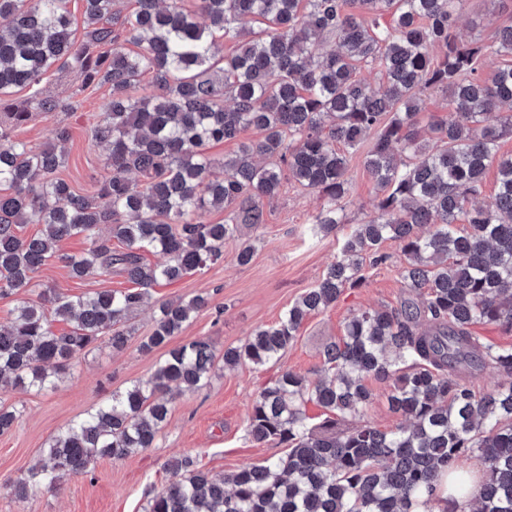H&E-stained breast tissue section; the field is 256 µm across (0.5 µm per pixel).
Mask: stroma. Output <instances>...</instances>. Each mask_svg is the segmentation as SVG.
<instances>
[{
  "instance_id": "1",
  "label": "stroma",
  "mask_w": 512,
  "mask_h": 512,
  "mask_svg": "<svg viewBox=\"0 0 512 512\" xmlns=\"http://www.w3.org/2000/svg\"><path fill=\"white\" fill-rule=\"evenodd\" d=\"M511 22L512 0L496 6L487 0H469L456 29L464 40L487 39L496 27ZM42 86L61 99L78 96L81 107L74 112L36 116L16 128L13 136L38 147L52 140L56 128H67L68 163L60 175L77 193L96 194L105 174L106 150L92 140L91 128L101 119L110 91L81 88L77 82L61 80L53 70L44 75ZM347 179L335 232L324 234L313 224L322 204L318 194L284 184L278 197L266 204L264 224L251 230L247 240L225 242L223 260L173 284L151 288L149 305L128 321L132 334L123 351H112L108 340L102 339L72 362L54 390L0 389V404L19 411L13 429L0 435V512H145L148 501L170 478L165 470L170 459L188 457L198 468L220 475L282 455V447L271 442L259 444L248 436L246 419L253 399L285 371L316 379L324 344L342 336L344 323L354 311L399 306L407 290L401 278L404 256L397 241L383 243L386 260L366 266L362 287L345 290L335 304L304 321L296 341L278 362L228 368L223 361H216L205 386L173 401L154 447L119 460H100L93 473L66 478L56 492L38 490L23 501L9 492L10 485L39 462L43 448L54 436L112 392L125 390L152 374L164 351L144 352L140 343L152 330L160 302L198 295L208 300L175 336L178 344L208 338L220 349L237 346L256 327L278 322L301 294L316 286L343 237L376 211L378 190L364 166L363 152L352 154ZM246 241L253 246V257L242 266L237 253ZM34 280L35 287L23 296L0 297V324L10 321L20 300L38 301L43 289L74 296L126 285L123 278L106 274L71 278L58 262L43 266Z\"/></svg>"
}]
</instances>
